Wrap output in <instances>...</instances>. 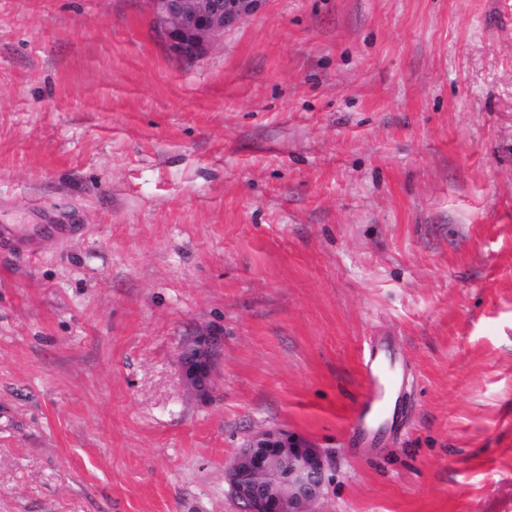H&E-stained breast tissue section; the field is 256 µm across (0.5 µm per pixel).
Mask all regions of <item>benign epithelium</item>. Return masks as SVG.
I'll return each instance as SVG.
<instances>
[{
	"label": "benign epithelium",
	"instance_id": "7a95c632",
	"mask_svg": "<svg viewBox=\"0 0 512 512\" xmlns=\"http://www.w3.org/2000/svg\"><path fill=\"white\" fill-rule=\"evenodd\" d=\"M264 0H145L157 36L178 56L196 60L224 30L255 15ZM223 336L205 329L179 354L182 380L207 397ZM224 482L244 512H319L330 483L328 453L299 436L264 430L254 434L224 469Z\"/></svg>",
	"mask_w": 512,
	"mask_h": 512
}]
</instances>
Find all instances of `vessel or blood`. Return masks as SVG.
Masks as SVG:
<instances>
[{"label":"vessel or blood","instance_id":"obj_1","mask_svg":"<svg viewBox=\"0 0 512 512\" xmlns=\"http://www.w3.org/2000/svg\"><path fill=\"white\" fill-rule=\"evenodd\" d=\"M62 225L1 224L0 242L23 246L42 235L62 234ZM397 349L392 339L380 337L369 342L361 358L364 388L351 415L353 429L376 433L391 415V398L401 384V372L395 364Z\"/></svg>","mask_w":512,"mask_h":512}]
</instances>
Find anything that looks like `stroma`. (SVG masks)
<instances>
[{"label": "stroma", "mask_w": 512, "mask_h": 512, "mask_svg": "<svg viewBox=\"0 0 512 512\" xmlns=\"http://www.w3.org/2000/svg\"><path fill=\"white\" fill-rule=\"evenodd\" d=\"M0 224L72 227L0 251V512H241L265 429L320 512H512V0H264L195 61L144 0H0ZM223 336L205 329L192 336L179 354L182 380L197 397H208L213 389V376L221 356ZM398 349L392 339L380 337L363 349L361 373L364 382L351 415V427L376 434L391 415V397L401 384V371L395 364ZM329 473L321 448L285 431L264 430L238 450L224 482L245 512H319Z\"/></svg>", "instance_id": "obj_1"}]
</instances>
